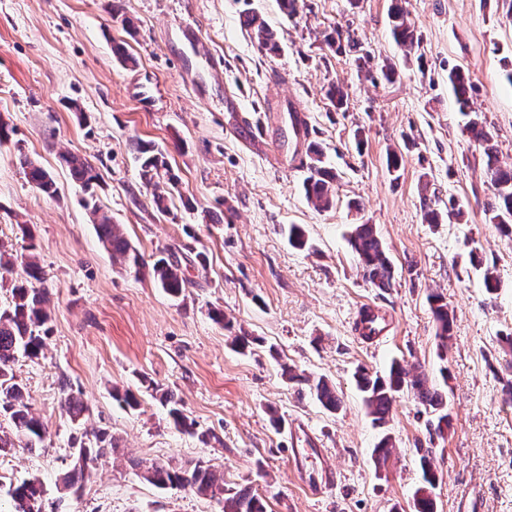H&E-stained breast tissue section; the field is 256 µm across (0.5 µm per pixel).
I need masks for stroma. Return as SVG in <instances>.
<instances>
[{"instance_id": "obj_1", "label": "stroma", "mask_w": 512, "mask_h": 512, "mask_svg": "<svg viewBox=\"0 0 512 512\" xmlns=\"http://www.w3.org/2000/svg\"><path fill=\"white\" fill-rule=\"evenodd\" d=\"M391 3L300 0L289 17L277 0H0V120L12 129L0 145V245L20 255L35 244L52 310L42 357L14 366L47 436L40 448L0 451L1 488L40 478L44 512H220L190 490L137 475L141 464L202 461L226 485L251 487L266 512H412L417 449L429 443L436 512H512V238L486 217L494 188L483 150L463 134L448 89L449 68H463L498 162L512 167V17L501 0H408L423 42L407 54L390 34ZM248 11L262 15L279 53L249 37ZM338 27L373 65L328 46ZM117 43L136 65L118 60ZM210 59L222 64V81L208 77ZM386 61L401 73L391 83L380 73ZM138 79L150 82L152 101L141 100ZM337 84L348 93L341 109L327 96ZM257 110L268 115L260 147L236 123L238 112ZM138 139L162 149L178 176L168 214L154 210L140 180ZM310 141L336 171L328 210L304 194ZM392 149L401 158L395 176ZM64 151L93 163L96 204L146 261L177 256L187 280L180 297L112 261L59 161ZM21 154L52 172L58 197L27 181ZM453 200L462 220L447 218ZM428 207L441 223L424 222ZM363 222L386 246L393 288H373L357 266L347 234ZM291 224L305 230L306 248L289 244ZM486 266L499 280L492 294ZM432 293L454 312L444 364ZM368 304L387 321L372 340L356 329ZM216 308L254 336L249 348L234 346L232 330L211 316ZM395 360L446 383L452 422L443 436L430 438L410 394L388 428L373 424L353 375L385 373ZM285 365L329 379L341 410L287 382ZM67 386L90 408L82 421L61 406ZM157 386L181 400L197 435L170 424ZM116 387L138 406L119 407ZM94 429L117 448L75 496L59 478ZM202 431L216 441L202 443ZM387 433L394 448L379 465L374 449ZM300 442L322 449L333 470L321 493L294 461Z\"/></svg>"}]
</instances>
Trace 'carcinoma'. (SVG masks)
Segmentation results:
<instances>
[{
  "instance_id": "obj_1",
  "label": "carcinoma",
  "mask_w": 512,
  "mask_h": 512,
  "mask_svg": "<svg viewBox=\"0 0 512 512\" xmlns=\"http://www.w3.org/2000/svg\"><path fill=\"white\" fill-rule=\"evenodd\" d=\"M409 15L403 0H394L389 14L391 34L397 45L411 51L420 47L421 37ZM243 25L255 35L266 52L271 54L279 51L273 34L257 14L246 13ZM448 84L462 114L469 115L468 109L475 88L467 74L459 67L451 68L448 71ZM464 130L483 148L486 174L495 189L494 201L486 209L489 221L500 226L504 232L512 233V170L498 165L493 135L479 115L470 118ZM133 147L140 160L141 178L146 185L153 187L154 206L163 213L169 212L167 198L169 189L177 184V176L170 169L164 153L152 143L137 140L133 142ZM322 156L319 146L314 143L308 145L310 164L308 175L304 179V190L317 206L328 209L334 203L333 186L336 173L324 165ZM18 161L29 183L48 195L57 193L56 181L47 169L23 154L18 157ZM62 161L75 181L87 190L92 188L97 181V174L87 159L67 153L62 155ZM92 215L99 240L112 254V259L119 261L125 270L136 276L150 273L157 285L173 297L183 293L186 279L181 275L179 262L175 257H162L153 264H148L125 236L120 225L112 223L111 218L95 205L92 206ZM349 244L365 280L381 290L391 287L393 266L375 225H353ZM0 274L15 276L11 302L7 308L0 309V416L7 417L12 425L11 433L0 431V450L16 446L37 448L44 442L47 428L41 417L32 412L24 387L16 380L13 367L19 357L33 360L39 358L43 352L51 322V312L47 308L48 292L42 287L43 270L32 254L19 262L14 255L0 251ZM428 301L437 327L438 357L445 360L453 317L448 310V304L440 295L431 294ZM283 375L289 381L306 385L310 394L327 411L332 413L341 407L336 388L325 378L310 379L293 373L288 367L283 369ZM354 378L362 393L363 403L376 425L382 427L389 422L397 398L407 392L414 395L422 407L421 413L428 416L426 427L429 434L441 437L450 428L448 394L434 384L426 373L411 372L395 361L384 376L372 375L366 369L360 368L355 372ZM63 389L64 407L69 416L77 420L84 415L87 407L68 391V385H63ZM154 391L159 394L161 403L168 408V417L174 427L190 435L197 434L195 422L184 414L180 400L169 391L157 387ZM112 448L111 438L104 431L92 434V439L81 443L79 449L83 450L84 458L75 462L73 469L64 475V488L78 493V482L85 472ZM431 455L430 448L420 455L423 485L414 494L413 512H436L430 488L435 486L438 477L432 467ZM141 477L158 488H187L200 497L216 501L221 505V512H266L263 500L250 488L224 485V473L202 462L179 469L151 464L144 468ZM42 493V485L37 479L11 484L6 490L12 501L13 512H41Z\"/></svg>"
}]
</instances>
